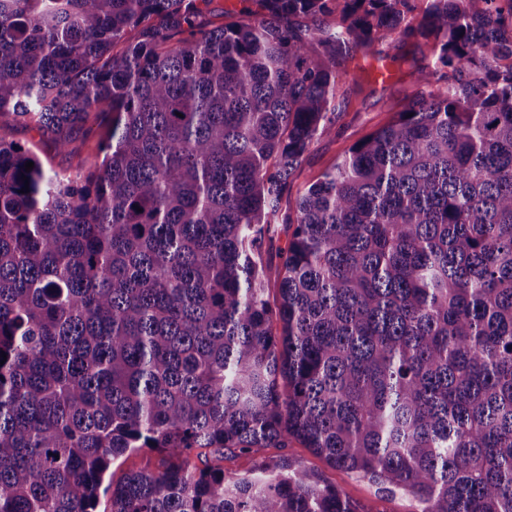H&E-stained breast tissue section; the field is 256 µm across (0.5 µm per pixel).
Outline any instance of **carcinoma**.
Segmentation results:
<instances>
[{
	"instance_id": "obj_1",
	"label": "carcinoma",
	"mask_w": 512,
	"mask_h": 512,
	"mask_svg": "<svg viewBox=\"0 0 512 512\" xmlns=\"http://www.w3.org/2000/svg\"><path fill=\"white\" fill-rule=\"evenodd\" d=\"M210 2L0 0V118L65 150L112 113L69 175L0 134V512H359L218 465L290 440L414 512H512V0ZM389 39L432 40L427 94L279 218ZM141 448L170 463L112 480ZM243 0H213L208 6L205 15V22L211 26H219L224 24V10L239 11L249 3L241 2Z\"/></svg>"
}]
</instances>
